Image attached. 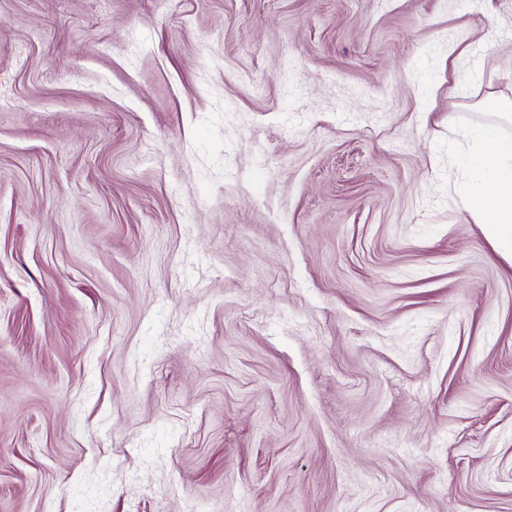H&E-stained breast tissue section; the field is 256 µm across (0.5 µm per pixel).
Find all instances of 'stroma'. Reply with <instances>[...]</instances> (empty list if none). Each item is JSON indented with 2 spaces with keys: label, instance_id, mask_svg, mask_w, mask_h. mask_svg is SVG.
I'll return each mask as SVG.
<instances>
[{
  "label": "stroma",
  "instance_id": "obj_1",
  "mask_svg": "<svg viewBox=\"0 0 512 512\" xmlns=\"http://www.w3.org/2000/svg\"><path fill=\"white\" fill-rule=\"evenodd\" d=\"M505 99L512 0H0V512H512ZM476 140L460 205L475 224L482 225L495 252L512 265V137L483 127Z\"/></svg>",
  "mask_w": 512,
  "mask_h": 512
}]
</instances>
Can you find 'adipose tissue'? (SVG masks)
<instances>
[{
  "mask_svg": "<svg viewBox=\"0 0 512 512\" xmlns=\"http://www.w3.org/2000/svg\"><path fill=\"white\" fill-rule=\"evenodd\" d=\"M476 140L460 205L474 223L482 225L495 252L512 264V137L483 127Z\"/></svg>",
  "mask_w": 512,
  "mask_h": 512,
  "instance_id": "adipose-tissue-1",
  "label": "adipose tissue"
}]
</instances>
